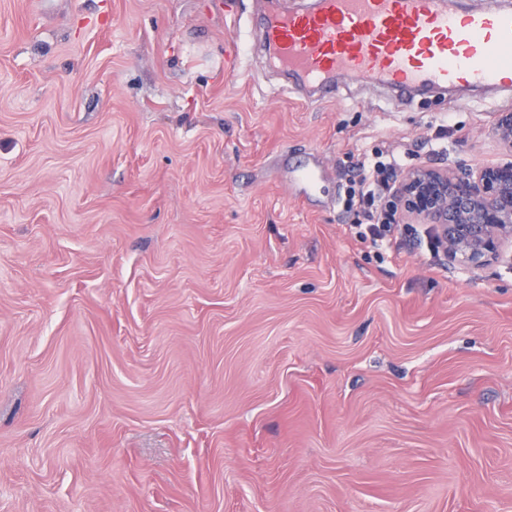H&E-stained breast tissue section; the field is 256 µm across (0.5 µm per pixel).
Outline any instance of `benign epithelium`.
I'll list each match as a JSON object with an SVG mask.
<instances>
[{
	"mask_svg": "<svg viewBox=\"0 0 512 512\" xmlns=\"http://www.w3.org/2000/svg\"><path fill=\"white\" fill-rule=\"evenodd\" d=\"M494 134L512 151V112H500ZM395 199L401 223L434 226L444 254L473 272L498 261L512 264V162L456 173L421 163L402 175Z\"/></svg>",
	"mask_w": 512,
	"mask_h": 512,
	"instance_id": "7a95c632",
	"label": "benign epithelium"
}]
</instances>
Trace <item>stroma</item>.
Instances as JSON below:
<instances>
[{
  "mask_svg": "<svg viewBox=\"0 0 512 512\" xmlns=\"http://www.w3.org/2000/svg\"><path fill=\"white\" fill-rule=\"evenodd\" d=\"M267 7L0 0V512H512V265L341 203L354 154L507 161L500 93L309 101Z\"/></svg>",
  "mask_w": 512,
  "mask_h": 512,
  "instance_id": "1",
  "label": "stroma"
}]
</instances>
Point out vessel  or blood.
<instances>
[{
    "label": "vessel or blood",
    "mask_w": 512,
    "mask_h": 512,
    "mask_svg": "<svg viewBox=\"0 0 512 512\" xmlns=\"http://www.w3.org/2000/svg\"><path fill=\"white\" fill-rule=\"evenodd\" d=\"M257 37L274 66L320 98L334 78L407 95L422 88H512V9L452 13L438 0H316L312 9L263 19Z\"/></svg>",
    "instance_id": "b4317fda"
}]
</instances>
